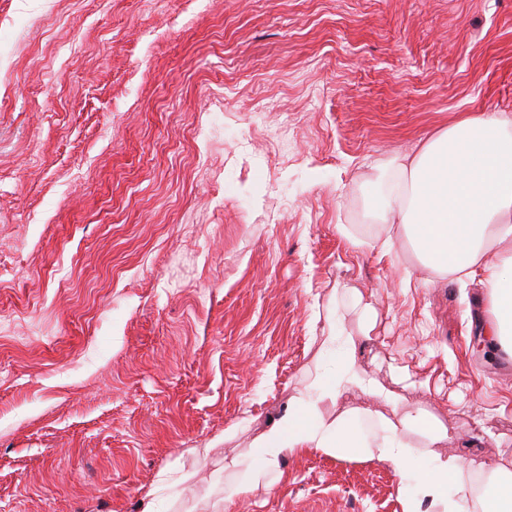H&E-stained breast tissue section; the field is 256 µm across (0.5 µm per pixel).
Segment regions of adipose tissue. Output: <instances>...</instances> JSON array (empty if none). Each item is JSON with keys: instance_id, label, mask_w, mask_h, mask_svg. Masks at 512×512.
<instances>
[{"instance_id": "obj_1", "label": "adipose tissue", "mask_w": 512, "mask_h": 512, "mask_svg": "<svg viewBox=\"0 0 512 512\" xmlns=\"http://www.w3.org/2000/svg\"><path fill=\"white\" fill-rule=\"evenodd\" d=\"M372 213L378 223L397 225L435 279L478 280L491 301V335L512 341V117L470 115L395 156L375 181ZM322 345L340 355L339 372L314 378L257 437L260 464L236 495L252 491L282 457L312 449L392 464L403 485L418 488L404 496L403 512H512V470L438 452L447 433L430 414L385 418L370 436L348 414L325 415L324 406L349 388L387 402L393 396L359 370L353 339L333 329Z\"/></svg>"}]
</instances>
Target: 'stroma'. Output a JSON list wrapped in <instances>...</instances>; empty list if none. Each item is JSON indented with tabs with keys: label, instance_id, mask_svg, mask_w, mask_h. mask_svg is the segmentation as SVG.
I'll list each match as a JSON object with an SVG mask.
<instances>
[{
	"label": "stroma",
	"instance_id": "stroma-1",
	"mask_svg": "<svg viewBox=\"0 0 512 512\" xmlns=\"http://www.w3.org/2000/svg\"><path fill=\"white\" fill-rule=\"evenodd\" d=\"M480 112L512 116V0H0V512H402L392 465L312 450L224 503L333 326L396 400L326 414L512 468L481 284H424L370 206Z\"/></svg>",
	"mask_w": 512,
	"mask_h": 512
}]
</instances>
